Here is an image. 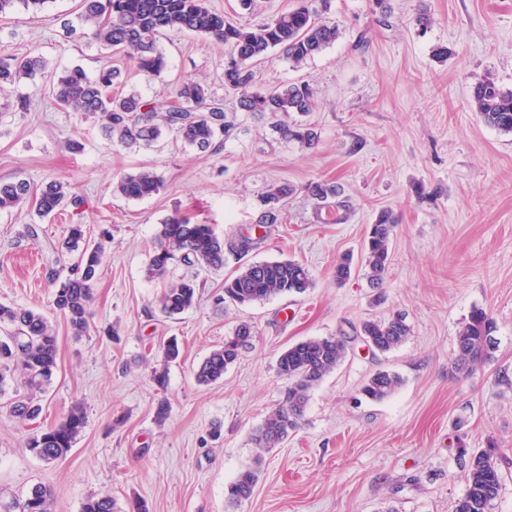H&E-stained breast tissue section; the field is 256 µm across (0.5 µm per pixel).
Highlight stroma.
<instances>
[{"label":"stroma","instance_id":"stroma-1","mask_svg":"<svg viewBox=\"0 0 512 512\" xmlns=\"http://www.w3.org/2000/svg\"><path fill=\"white\" fill-rule=\"evenodd\" d=\"M389 4L381 24L371 0H330L335 43L298 68L276 51L257 65L256 89L313 88L319 105L306 120L320 134L316 148L284 142L270 118L241 112L237 132L214 154L170 131L148 148L114 145L97 118L58 108L50 90L68 68L92 76L109 65L124 92L148 101L187 77L222 101L224 45L164 33L167 67L150 78L123 53L66 38L79 0H46L38 12L20 7L0 19V55L31 52L48 62L36 82L0 92V180L18 176L37 189L61 178L84 199L45 218L28 204L0 211V303L41 312L58 336L34 426L0 407V501L25 499L40 485L52 492V512H81L96 494L122 507L138 497L150 512H454L470 456L493 442L502 488L490 512H512V390L495 383L498 371L512 373V134L470 108L476 79L512 90V0ZM423 13L432 19L425 29L415 22ZM20 96L32 98L30 111H13ZM143 169L161 177L157 194L113 193V178ZM315 180L340 186L343 221L317 208L306 190ZM281 182L295 187L281 221L248 253L225 254L223 266L175 262L171 280L195 279L198 299L176 317L161 314L163 284L146 276L159 225L178 212L237 234ZM386 209L398 222L383 285L371 287L360 267L336 282L337 260L359 253ZM71 224L105 246L84 336L51 305L52 246ZM283 259L309 268L306 293L217 303L226 277ZM475 307L494 318L498 346L493 362L459 376L451 371L456 337ZM396 313L411 327L408 340L385 354L369 350L358 337L362 322ZM243 321L257 332L253 348L223 380L199 384L198 366ZM340 334L352 339L348 352L312 391L301 428L265 454L252 496L229 505L224 490L251 465V434L285 386L279 355L297 341ZM171 337L180 356L165 366L156 349ZM380 370L402 383L389 399L367 401L359 390ZM161 401L170 414L160 425ZM76 402L86 424L73 448L53 463L38 459L25 446L32 427L55 426Z\"/></svg>","mask_w":512,"mask_h":512}]
</instances>
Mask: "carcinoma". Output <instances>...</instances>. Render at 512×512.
<instances>
[{"label": "carcinoma", "mask_w": 512, "mask_h": 512, "mask_svg": "<svg viewBox=\"0 0 512 512\" xmlns=\"http://www.w3.org/2000/svg\"><path fill=\"white\" fill-rule=\"evenodd\" d=\"M44 3L45 0H0V17L11 13L18 4L36 10ZM329 8V0H296V5L282 9L264 22L252 24L226 20L224 15L210 10L206 0H83L78 23L68 24L67 37L79 41L92 39L122 52L151 77L160 76L166 68L158 39L168 31L191 32L223 44L229 49L224 60V88L237 95L234 111L268 114L275 118L273 127L281 140L311 149L318 144V132L308 124H290L286 116L290 112L313 111L317 105L313 89L307 84L291 83L258 92L254 90L253 63L278 50L298 67L333 44L339 28L322 18ZM45 68L46 62L37 55L0 56V90L24 80L32 81ZM119 77L120 72L110 66L103 67L94 78L75 66L58 77L52 97L64 110L98 116L104 135L123 147L149 146L165 128L201 152H218L223 148L224 137L236 128L234 116L227 113L224 104L212 99L208 89L195 79H185L173 90L169 101L155 104L135 93H112V85ZM471 107L485 124L512 133V90L502 89L490 78L480 79L473 87ZM161 187L162 180L150 170L121 175L113 181V191L129 199L150 197ZM294 191V186L286 182L271 185L263 196V211L254 227L236 237L224 239L215 233L212 225L192 224L179 213L160 224L146 268L148 278L168 282L159 298L160 311L173 317L195 303L194 281H168L173 262L221 267L224 251L249 252L262 240L256 230L278 223L281 210ZM308 192L320 205L338 194L337 187L327 181L310 183ZM29 200L41 217L55 214L67 205L77 209L83 204L63 180L48 182L35 195L23 178L0 182V210L18 207ZM395 223L391 212H381L363 246L361 264L375 288L384 281ZM53 252L75 255L71 274L54 291L52 305L65 318L73 335L82 336L89 327L92 287L104 247L85 239L83 225L71 224ZM312 285L309 269L299 261L256 262L224 280L223 295L217 298V303L245 306L274 296L302 294ZM496 331V322L485 309H472L458 332L453 370L468 375L492 360L497 349ZM410 332L406 316L400 313L389 319L365 321L360 327L362 340L380 353L404 344ZM254 337L251 324L239 323L224 338V345L201 364L196 372L197 382L208 385L223 378L241 352L253 345ZM347 350L348 337L341 335L301 340L280 354L277 372L286 385L277 406L252 434L256 448L268 452L297 431L312 390L336 368ZM57 356L56 330L46 317L30 309L0 304V394L4 393L7 371L17 375L25 389L24 394L16 395L9 402L12 417L23 423L37 419L41 412L39 395L50 384ZM400 385L399 375L378 371L364 383L361 394L370 401L380 402L393 395ZM85 424V412L81 405L75 404L62 422L33 432L27 439V448L44 461L60 460L70 452ZM496 454V445L491 441L488 447L470 457L466 489L455 512H489L501 488ZM262 462V456H256L254 465L227 485L228 503L235 505L252 495ZM51 505L50 490L39 486L19 508L20 512H51ZM82 512H118V508L112 497L95 495L86 498Z\"/></svg>", "instance_id": "cac0c4a2"}]
</instances>
